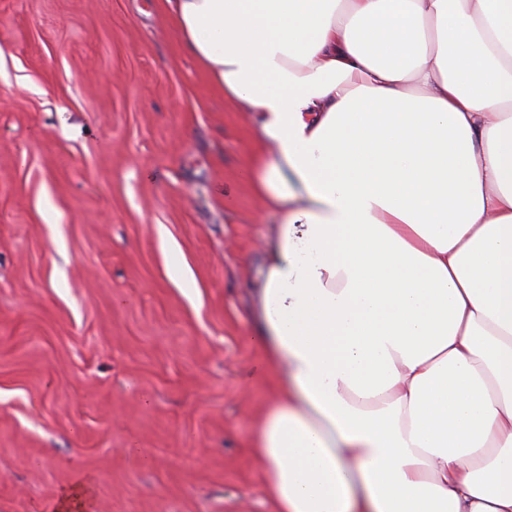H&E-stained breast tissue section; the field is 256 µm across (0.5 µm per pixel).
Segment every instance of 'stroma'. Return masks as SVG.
Instances as JSON below:
<instances>
[{"instance_id": "1", "label": "stroma", "mask_w": 512, "mask_h": 512, "mask_svg": "<svg viewBox=\"0 0 512 512\" xmlns=\"http://www.w3.org/2000/svg\"><path fill=\"white\" fill-rule=\"evenodd\" d=\"M255 147L156 0H0V512H275ZM91 495L87 486L81 485L65 493L59 500V509L64 512L84 511L90 506Z\"/></svg>"}]
</instances>
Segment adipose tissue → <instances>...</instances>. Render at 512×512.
Wrapping results in <instances>:
<instances>
[{"instance_id":"ef3b65f1","label":"adipose tissue","mask_w":512,"mask_h":512,"mask_svg":"<svg viewBox=\"0 0 512 512\" xmlns=\"http://www.w3.org/2000/svg\"><path fill=\"white\" fill-rule=\"evenodd\" d=\"M280 217L277 512H512V0H162Z\"/></svg>"}]
</instances>
